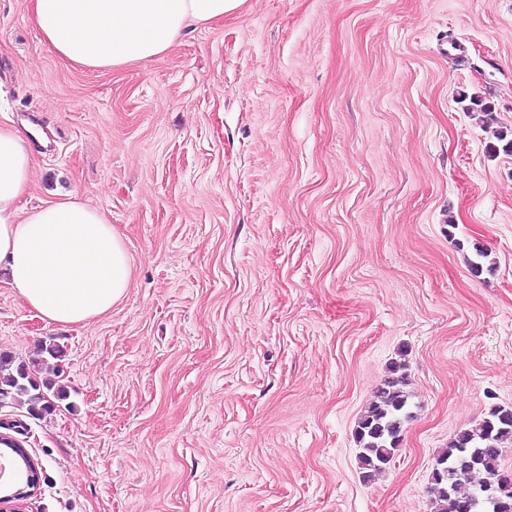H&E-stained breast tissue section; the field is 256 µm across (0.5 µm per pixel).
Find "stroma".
<instances>
[{
  "instance_id": "35a3bbf8",
  "label": "stroma",
  "mask_w": 512,
  "mask_h": 512,
  "mask_svg": "<svg viewBox=\"0 0 512 512\" xmlns=\"http://www.w3.org/2000/svg\"><path fill=\"white\" fill-rule=\"evenodd\" d=\"M464 95L512 128V0H246L102 71L0 0L20 207L80 191L132 266L85 325L0 279V354L59 346L67 392L0 405L41 468L16 512H432L438 454L512 407V153ZM400 360L413 418L367 480L354 428Z\"/></svg>"
}]
</instances>
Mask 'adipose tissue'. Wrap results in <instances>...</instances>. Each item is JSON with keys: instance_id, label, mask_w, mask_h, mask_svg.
Returning a JSON list of instances; mask_svg holds the SVG:
<instances>
[{"instance_id": "ef3b65f1", "label": "adipose tissue", "mask_w": 512, "mask_h": 512, "mask_svg": "<svg viewBox=\"0 0 512 512\" xmlns=\"http://www.w3.org/2000/svg\"><path fill=\"white\" fill-rule=\"evenodd\" d=\"M245 0H30L33 24L64 62L110 70L152 61L190 26H211ZM33 153L0 126V267L10 288L51 323L86 324L126 294L130 259L108 215L70 191L23 211Z\"/></svg>"}]
</instances>
